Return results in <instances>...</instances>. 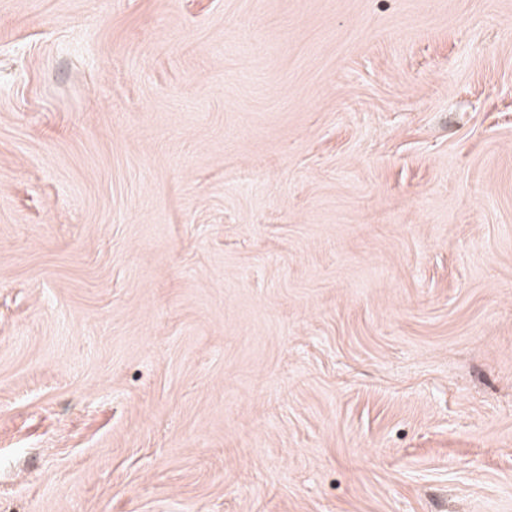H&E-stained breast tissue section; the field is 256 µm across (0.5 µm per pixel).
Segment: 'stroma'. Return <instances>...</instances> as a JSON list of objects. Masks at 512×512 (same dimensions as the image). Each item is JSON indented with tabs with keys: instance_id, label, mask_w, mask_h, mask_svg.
<instances>
[{
	"instance_id": "1",
	"label": "stroma",
	"mask_w": 512,
	"mask_h": 512,
	"mask_svg": "<svg viewBox=\"0 0 512 512\" xmlns=\"http://www.w3.org/2000/svg\"><path fill=\"white\" fill-rule=\"evenodd\" d=\"M0 512H512V0H0Z\"/></svg>"
}]
</instances>
